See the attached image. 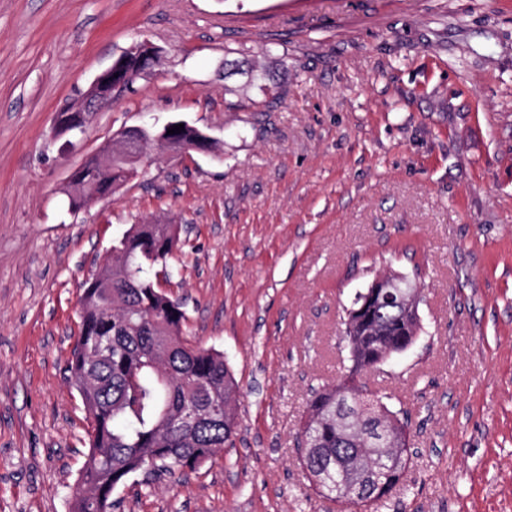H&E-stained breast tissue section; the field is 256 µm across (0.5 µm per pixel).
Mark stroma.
<instances>
[{"label": "stroma", "instance_id": "obj_1", "mask_svg": "<svg viewBox=\"0 0 512 512\" xmlns=\"http://www.w3.org/2000/svg\"><path fill=\"white\" fill-rule=\"evenodd\" d=\"M144 40L162 64L65 148L57 112ZM149 117L217 137L223 160L150 150L69 213L74 172ZM155 218L181 227L165 289L231 366L240 425L213 463L132 476L115 512H336L299 425L344 371L355 294L416 266L422 332L367 378L411 445L377 512H512V0H0V512H69L78 298Z\"/></svg>", "mask_w": 512, "mask_h": 512}]
</instances>
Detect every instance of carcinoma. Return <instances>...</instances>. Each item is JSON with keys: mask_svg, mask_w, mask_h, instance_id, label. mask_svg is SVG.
I'll use <instances>...</instances> for the list:
<instances>
[{"mask_svg": "<svg viewBox=\"0 0 512 512\" xmlns=\"http://www.w3.org/2000/svg\"><path fill=\"white\" fill-rule=\"evenodd\" d=\"M126 90L139 79L136 52L122 56ZM130 165L99 183V196L119 191ZM176 224H134L112 245V260L84 284L79 331L69 365L87 413L88 453L71 490V512H112L114 492L136 474L194 471L234 446L239 384L214 348L187 334L184 303L157 286L170 278L167 261L178 249ZM404 309L383 304L367 310L356 335L347 336L345 372L316 390L301 422L299 463L310 487L338 512H368L388 503L403 484L408 461L407 421L367 387L364 377L388 361L409 338ZM341 480L366 477V495L342 496Z\"/></svg>", "mask_w": 512, "mask_h": 512, "instance_id": "carcinoma-1", "label": "carcinoma"}]
</instances>
